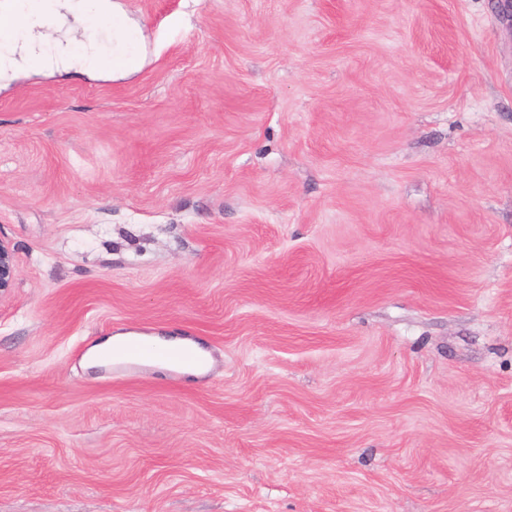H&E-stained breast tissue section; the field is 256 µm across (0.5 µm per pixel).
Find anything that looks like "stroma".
<instances>
[{"mask_svg":"<svg viewBox=\"0 0 512 512\" xmlns=\"http://www.w3.org/2000/svg\"><path fill=\"white\" fill-rule=\"evenodd\" d=\"M115 2L138 71L0 80V512H512V19ZM16 280L15 253L11 245L0 239V298L14 288ZM132 339H140L146 341L149 345L154 346L156 348H165L170 346H177L183 344H191L196 347L201 355L202 362L198 365H190V366H182L178 368H174L169 364L162 362L160 360H149L141 362L142 365L155 367L160 370L166 369H175L180 374L189 375V376H199L203 374L210 365V358L208 352L203 349L196 342L182 338L179 336H169L166 335H141L137 333H117L114 336L109 335L105 339L101 340L99 343L93 345L85 354L83 365L87 369L97 368L101 366L107 365L104 357L108 353L112 351V349H117L129 340Z\"/></svg>","mask_w":512,"mask_h":512,"instance_id":"1","label":"stroma"}]
</instances>
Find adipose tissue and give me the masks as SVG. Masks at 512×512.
<instances>
[{"label":"adipose tissue","mask_w":512,"mask_h":512,"mask_svg":"<svg viewBox=\"0 0 512 512\" xmlns=\"http://www.w3.org/2000/svg\"><path fill=\"white\" fill-rule=\"evenodd\" d=\"M117 13L113 0H0V79L25 68H107L109 60L94 41L76 38L67 25L103 27Z\"/></svg>","instance_id":"adipose-tissue-1"}]
</instances>
